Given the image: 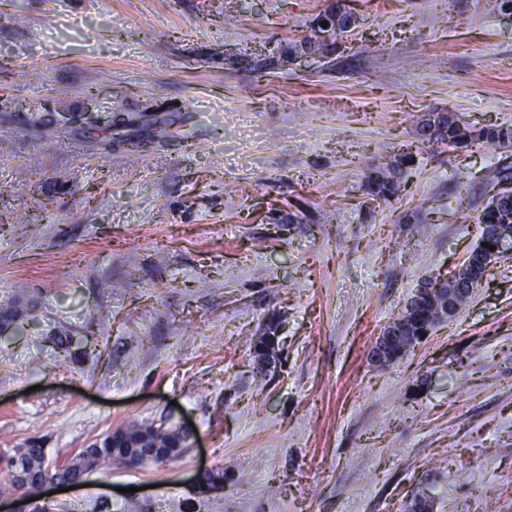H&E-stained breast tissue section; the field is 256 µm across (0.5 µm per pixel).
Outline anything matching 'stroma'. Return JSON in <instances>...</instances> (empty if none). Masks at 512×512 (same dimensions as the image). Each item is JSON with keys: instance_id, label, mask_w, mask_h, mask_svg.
Wrapping results in <instances>:
<instances>
[{"instance_id": "obj_1", "label": "stroma", "mask_w": 512, "mask_h": 512, "mask_svg": "<svg viewBox=\"0 0 512 512\" xmlns=\"http://www.w3.org/2000/svg\"><path fill=\"white\" fill-rule=\"evenodd\" d=\"M498 3L346 0L359 25L305 60L285 49L327 0H0V305L34 299L0 339V451L40 439L51 469L194 424L181 457L101 466L51 512H512V254L370 360L479 241L501 149L417 124L512 125ZM397 165L372 201L369 170ZM393 171L395 173L394 177L386 174L385 178L380 176L374 177V174L377 172L375 169L370 171L367 176V186L368 193L373 197V201L389 203L390 200L397 194V189L400 185V177L396 175L398 174L396 170ZM430 302L424 300L422 307L409 314L407 323L403 319L393 320L377 337L374 346L371 350V360L374 363H386L388 360V351L390 346L395 340L400 339L405 331V326H409L406 336H421L423 333L427 334L429 329L432 328V323H429Z\"/></svg>"}]
</instances>
